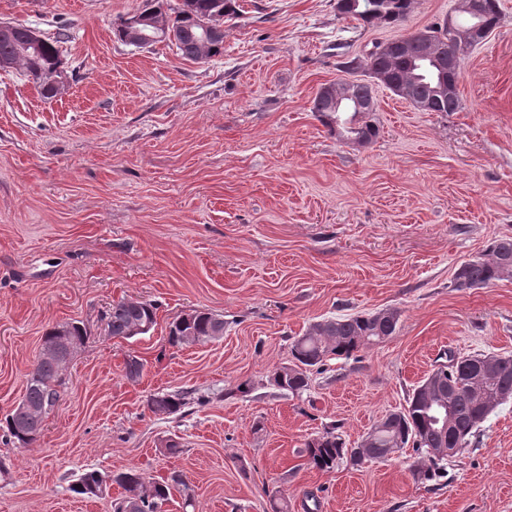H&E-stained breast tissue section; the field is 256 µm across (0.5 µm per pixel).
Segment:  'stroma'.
<instances>
[{
    "label": "stroma",
    "mask_w": 512,
    "mask_h": 512,
    "mask_svg": "<svg viewBox=\"0 0 512 512\" xmlns=\"http://www.w3.org/2000/svg\"><path fill=\"white\" fill-rule=\"evenodd\" d=\"M142 0H0V22L61 37L69 87L46 99L0 71V418L25 392L48 329L82 322L61 401L40 438L0 442V512H113L121 494L73 487L93 469L183 474L195 512H512V400L450 458L330 471L303 443L336 427L356 447L447 355H512V281L459 291L460 264L512 237V0L469 50L462 107L425 112L376 85L378 135L340 138L312 112L339 64L443 20L455 0H415L402 22L367 25L336 0H239L224 53L183 59L115 30ZM158 302L156 326L109 336L113 301ZM391 308L395 333L327 359L292 396L270 381L310 324ZM224 319L219 339L176 348L173 318ZM144 364L124 375L127 355ZM208 396L175 415L151 395ZM180 451H165L169 442Z\"/></svg>",
    "instance_id": "35a3bbf8"
}]
</instances>
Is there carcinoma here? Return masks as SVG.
<instances>
[{
  "label": "carcinoma",
  "mask_w": 512,
  "mask_h": 512,
  "mask_svg": "<svg viewBox=\"0 0 512 512\" xmlns=\"http://www.w3.org/2000/svg\"><path fill=\"white\" fill-rule=\"evenodd\" d=\"M414 0H356V7L345 16L365 24L394 25L402 21L413 6ZM237 0H182L172 6L170 0H144L138 12L148 21L143 29L161 22L179 34L176 45L185 59L197 61L204 55L224 54V38L205 42L201 38L199 21L211 19L220 24L224 18L238 15ZM28 26L15 23L12 30L0 35V56L10 57L15 67L39 83L41 94L53 97L42 76L56 70L62 64L59 44L61 38L44 39L38 45L23 47ZM392 49L379 52L382 44L373 45L364 56L347 57L340 63L342 71L376 69L383 83L401 86L405 99L411 103L430 94V78L414 76L411 63L427 55L432 46L427 43L407 50L396 40L387 41ZM337 93L344 96L341 106L333 98L317 95L312 101V111L331 127H340V135L361 142L369 141L378 133L369 121V115L357 119L352 103L372 93V87L364 82H339ZM512 280V238L492 239L484 254L461 264L455 272L454 287L459 290L486 288L498 281ZM159 306L151 301L121 298L112 302L106 314L107 334L114 338L133 339L148 334L157 323ZM399 321L398 311L383 309L372 313H359L337 317L311 324L290 344L291 359L288 365L275 368L271 382L291 395H300L309 387L311 368L321 364L329 356L349 358L360 349L383 341L393 335ZM224 335V319L210 313L196 311L176 317L169 323L168 342L173 346L197 344L215 340ZM87 330L77 322L55 326L45 334L44 344L59 347L56 353H40L27 375L26 388L21 406L5 417L0 439L5 444L29 445L38 437L37 427L55 409L60 398L59 388L64 384L63 371L70 355L67 347L83 345ZM434 385L419 384L408 399L407 407L398 412L394 420L379 422L370 430L374 443L369 448H350L335 432L326 431L304 443L307 465L319 471L336 468L345 458L356 464L363 463L367 455L378 458L390 449L399 450L412 446L428 457V464L418 468L415 476L422 482L436 480L445 474L447 457L437 453L440 448L463 449L470 438L498 406L497 398L506 387L512 388V356L467 355L449 356V362L440 364L430 374ZM204 407L209 400L203 396L189 401L182 392H171L162 398L148 400L149 409L157 415H171L187 405ZM445 405L453 417L451 426L445 428L433 421L435 406ZM103 481L96 470L86 471L78 479L74 492L94 496ZM112 481L124 490V495L114 503V512H123L128 494L149 484L148 494L139 497L136 512H161L162 506L171 499L172 490L184 496V505L194 506L193 489L174 472L167 479L156 480L131 469L112 476Z\"/></svg>",
  "instance_id": "1"
}]
</instances>
